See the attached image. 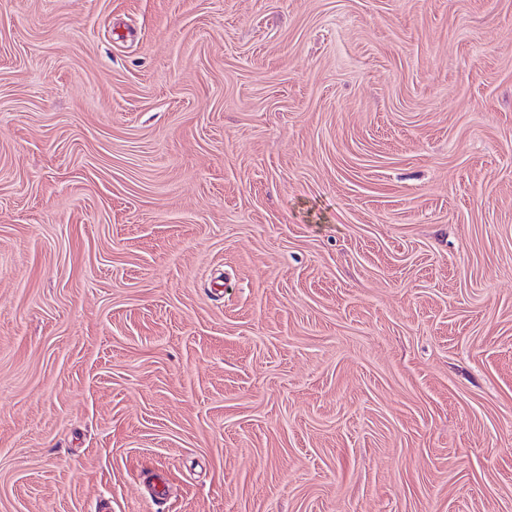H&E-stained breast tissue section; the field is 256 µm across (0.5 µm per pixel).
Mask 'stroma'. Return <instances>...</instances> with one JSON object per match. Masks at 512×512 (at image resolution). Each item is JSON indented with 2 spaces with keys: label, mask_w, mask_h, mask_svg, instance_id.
I'll return each mask as SVG.
<instances>
[{
  "label": "stroma",
  "mask_w": 512,
  "mask_h": 512,
  "mask_svg": "<svg viewBox=\"0 0 512 512\" xmlns=\"http://www.w3.org/2000/svg\"><path fill=\"white\" fill-rule=\"evenodd\" d=\"M0 512H512V0H0Z\"/></svg>",
  "instance_id": "1"
}]
</instances>
